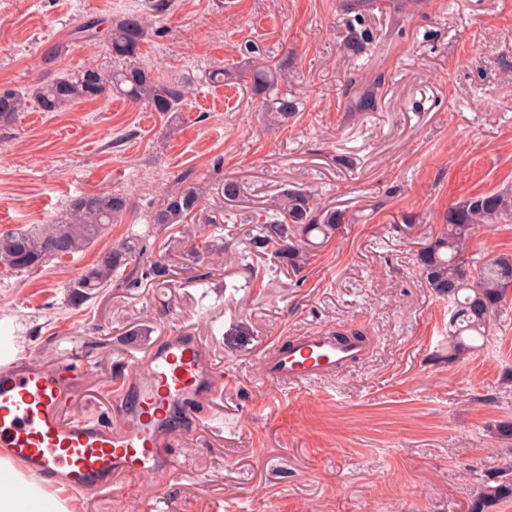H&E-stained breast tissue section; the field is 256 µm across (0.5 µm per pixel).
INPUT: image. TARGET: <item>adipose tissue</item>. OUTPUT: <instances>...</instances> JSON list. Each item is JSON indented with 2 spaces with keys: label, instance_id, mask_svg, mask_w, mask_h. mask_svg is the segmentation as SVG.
<instances>
[{
  "label": "adipose tissue",
  "instance_id": "obj_1",
  "mask_svg": "<svg viewBox=\"0 0 512 512\" xmlns=\"http://www.w3.org/2000/svg\"><path fill=\"white\" fill-rule=\"evenodd\" d=\"M0 512H70V505L62 489L31 479L1 453Z\"/></svg>",
  "mask_w": 512,
  "mask_h": 512
}]
</instances>
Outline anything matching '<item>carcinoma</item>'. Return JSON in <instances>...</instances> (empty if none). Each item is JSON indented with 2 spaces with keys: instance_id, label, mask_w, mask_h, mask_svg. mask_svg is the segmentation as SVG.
Wrapping results in <instances>:
<instances>
[{
  "instance_id": "obj_1",
  "label": "carcinoma",
  "mask_w": 512,
  "mask_h": 512,
  "mask_svg": "<svg viewBox=\"0 0 512 512\" xmlns=\"http://www.w3.org/2000/svg\"><path fill=\"white\" fill-rule=\"evenodd\" d=\"M170 8L168 0H156L153 16L133 11L113 20L107 38L108 65L89 64L75 76H61L30 91L0 87V126H9L33 99L45 112H62L89 100L120 96L162 114H178L192 90L191 83L163 81L140 60V47L154 32L157 19ZM287 64L267 65L248 61L243 71L222 68L212 73L216 82L237 81L248 75L251 94L261 100L266 124L283 126L295 116L294 101L280 92ZM209 185L187 169L175 176L171 186L151 212L149 223L179 229L171 249L198 253L196 234L189 227ZM128 209L127 199L110 193H91L70 200L65 213L46 224L25 225L0 233V267L9 272L42 268L63 257L87 250ZM259 242L278 245L279 258L298 272L312 256L314 232L323 235L344 223V214L317 201L305 188H287L263 211ZM512 218V187L480 194L448 209L440 232L417 253L416 264L429 288L448 300V361L460 362L481 348L479 341L503 312L512 291V255L485 259L467 255L468 243L479 226ZM145 236L129 235L102 253L94 264L66 284L77 301L93 298L112 282L131 279L141 269L147 251ZM512 502V459L487 473L471 492L467 512H496Z\"/></svg>"
}]
</instances>
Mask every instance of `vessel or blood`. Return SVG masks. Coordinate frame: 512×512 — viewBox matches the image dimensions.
Masks as SVG:
<instances>
[{
	"instance_id": "1",
	"label": "vessel or blood",
	"mask_w": 512,
	"mask_h": 512,
	"mask_svg": "<svg viewBox=\"0 0 512 512\" xmlns=\"http://www.w3.org/2000/svg\"><path fill=\"white\" fill-rule=\"evenodd\" d=\"M369 346L319 329L275 343L265 377L282 386L314 384L361 362ZM84 375L81 363L56 369L22 358L0 360V448L46 483L111 493L123 479L166 476L173 451L202 424L200 405L222 396L224 375L200 336L175 332L139 358L118 391L113 423L67 417Z\"/></svg>"
}]
</instances>
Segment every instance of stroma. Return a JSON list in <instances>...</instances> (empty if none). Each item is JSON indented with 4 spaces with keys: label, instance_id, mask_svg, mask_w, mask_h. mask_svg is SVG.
Instances as JSON below:
<instances>
[{
    "label": "stroma",
    "instance_id": "obj_1",
    "mask_svg": "<svg viewBox=\"0 0 512 512\" xmlns=\"http://www.w3.org/2000/svg\"><path fill=\"white\" fill-rule=\"evenodd\" d=\"M170 2L141 53L159 77L192 80L179 119L109 98L32 105L0 127V232L60 217L82 194L130 203L86 251L0 269V337L14 353L89 363L66 416L111 422L113 390L172 332L204 336L224 372L167 477L69 494L72 512H465L512 455L487 431L512 421V301L483 350L449 362L448 303L415 262L451 206L512 185V0ZM146 3L0 0V85L107 63L112 19ZM353 35L363 53L348 49ZM252 55L288 64L296 115L273 132L249 88L208 79ZM189 168L211 185L205 215L228 226L224 263L168 253L174 230L148 222ZM231 179L243 187L233 201ZM292 186L345 214L297 273L255 242L252 222ZM133 233L167 254L169 287L142 277L72 302L67 283ZM469 252L512 254V220L479 227ZM317 328L361 331L368 355L314 385L267 381L273 343Z\"/></svg>",
    "mask_w": 512,
    "mask_h": 512
}]
</instances>
